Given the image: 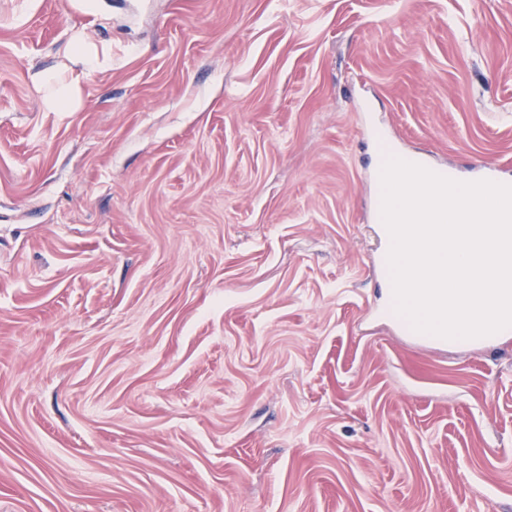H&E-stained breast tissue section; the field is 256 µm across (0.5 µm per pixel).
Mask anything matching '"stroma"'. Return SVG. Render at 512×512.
<instances>
[{
  "label": "stroma",
  "instance_id": "stroma-1",
  "mask_svg": "<svg viewBox=\"0 0 512 512\" xmlns=\"http://www.w3.org/2000/svg\"><path fill=\"white\" fill-rule=\"evenodd\" d=\"M371 123L512 174V0H0V512H512V337L394 328ZM65 55L74 65L82 67L72 72L71 83L66 87H56L50 80L45 81L46 102L49 108L56 112H69L72 110L76 92L88 70L92 68H111L112 55L104 60L89 53L85 42L80 35L72 37Z\"/></svg>",
  "mask_w": 512,
  "mask_h": 512
}]
</instances>
